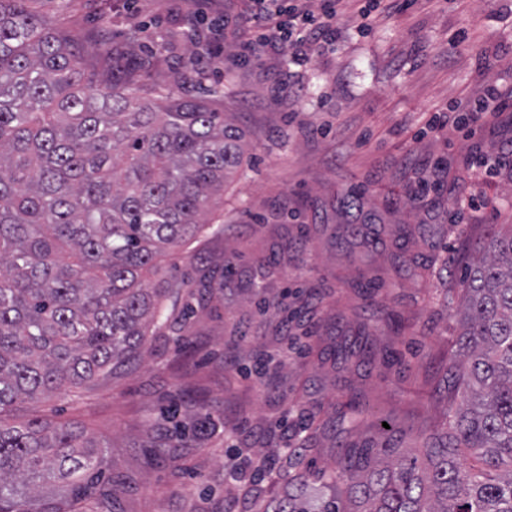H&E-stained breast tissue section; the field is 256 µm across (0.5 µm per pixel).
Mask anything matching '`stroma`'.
Instances as JSON below:
<instances>
[{
    "label": "stroma",
    "instance_id": "1",
    "mask_svg": "<svg viewBox=\"0 0 512 512\" xmlns=\"http://www.w3.org/2000/svg\"><path fill=\"white\" fill-rule=\"evenodd\" d=\"M367 2L341 0L336 41L298 68L263 47L241 62L240 36L224 56H202L188 19L241 11L242 0H72L66 34L96 32L127 62L164 45L161 80L186 73L179 93L251 133L223 207L191 253L168 259L189 286L165 299L170 322L143 357L81 397L30 407L111 443L120 512H261L284 460L255 480L254 448L305 447L324 468L338 444L375 441L376 418L401 430L445 422L463 241L512 225V167L479 166L512 146V112L471 134L430 119L487 87L512 90V0H413L365 21ZM353 189L356 215L344 203ZM289 335L302 347L283 359ZM351 399L366 412L354 431L340 421ZM176 403L216 426L155 458ZM240 461L245 478L228 484Z\"/></svg>",
    "mask_w": 512,
    "mask_h": 512
}]
</instances>
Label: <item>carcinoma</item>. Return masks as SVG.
Here are the masks:
<instances>
[{
    "label": "carcinoma",
    "instance_id": "1",
    "mask_svg": "<svg viewBox=\"0 0 512 512\" xmlns=\"http://www.w3.org/2000/svg\"><path fill=\"white\" fill-rule=\"evenodd\" d=\"M0 0V512H117L103 484L110 444L24 405L80 389L139 356L161 299L150 287L170 251L207 224L246 131L190 96L144 101L84 68L57 13ZM457 352L447 368L448 426L422 457L378 419L381 448L352 447L310 500L306 454L289 450L288 494L265 512H512V229L471 244ZM472 461L461 462V449Z\"/></svg>",
    "mask_w": 512,
    "mask_h": 512
}]
</instances>
